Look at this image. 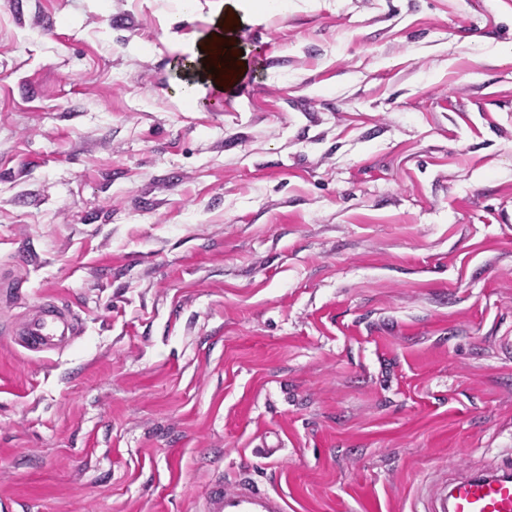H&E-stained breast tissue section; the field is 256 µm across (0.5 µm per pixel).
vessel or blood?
Listing matches in <instances>:
<instances>
[{
	"instance_id": "b4317fda",
	"label": "vessel or blood",
	"mask_w": 512,
	"mask_h": 512,
	"mask_svg": "<svg viewBox=\"0 0 512 512\" xmlns=\"http://www.w3.org/2000/svg\"><path fill=\"white\" fill-rule=\"evenodd\" d=\"M80 333L69 306L54 300L26 312L7 331L15 346L32 355L62 351ZM198 512H288V503L279 491L260 487L247 476L230 485L218 477L209 484ZM411 512H512V463L453 481L439 472L421 485Z\"/></svg>"
}]
</instances>
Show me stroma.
<instances>
[{
	"label": "stroma",
	"mask_w": 512,
	"mask_h": 512,
	"mask_svg": "<svg viewBox=\"0 0 512 512\" xmlns=\"http://www.w3.org/2000/svg\"><path fill=\"white\" fill-rule=\"evenodd\" d=\"M0 0V512H409L512 459V0ZM66 302L83 335L4 329ZM280 442V458L261 455ZM279 0H222L218 12L211 20L212 28L208 32L211 38L205 35L201 40L197 41L186 61V66L190 67L196 73H199L204 79L214 84H222L224 82V48L234 57L236 68L237 59L231 49H227L229 45L226 32L230 30L232 25L230 22L236 23L239 19L244 18H260L268 13L275 4L281 3ZM204 50V53H200ZM206 64V68H203ZM211 66L216 68L215 74L208 73ZM11 342L28 354L60 352L81 334L68 305L50 300L25 313L7 329ZM198 512H288V503L282 493L262 488L246 475L230 486L217 477L204 493Z\"/></svg>",
	"instance_id": "1"
}]
</instances>
